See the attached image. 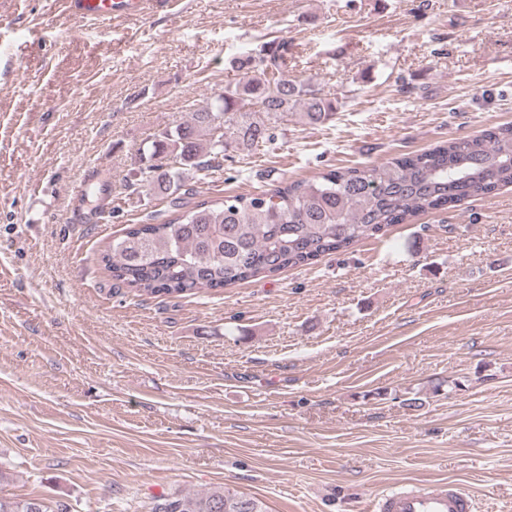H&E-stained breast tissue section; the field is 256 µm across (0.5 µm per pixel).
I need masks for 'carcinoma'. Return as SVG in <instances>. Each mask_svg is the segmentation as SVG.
Listing matches in <instances>:
<instances>
[{"mask_svg": "<svg viewBox=\"0 0 512 512\" xmlns=\"http://www.w3.org/2000/svg\"><path fill=\"white\" fill-rule=\"evenodd\" d=\"M242 75L189 119L165 127L140 151L149 165L140 186L170 199L171 215L134 224L99 257L113 280L136 297L185 298L259 275L313 264L395 224L512 185V124L478 136L452 138L379 165L333 169L314 179L282 181L256 195L179 201L183 174L220 171L229 149L250 152L274 140L276 125L297 118L323 126L336 103L311 81L288 78L275 52H245L231 61ZM0 512H56L39 498L0 497ZM151 512H266L254 497L216 489L168 492Z\"/></svg>", "mask_w": 512, "mask_h": 512, "instance_id": "1", "label": "carcinoma"}]
</instances>
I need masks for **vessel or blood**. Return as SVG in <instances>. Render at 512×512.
<instances>
[{"mask_svg":"<svg viewBox=\"0 0 512 512\" xmlns=\"http://www.w3.org/2000/svg\"><path fill=\"white\" fill-rule=\"evenodd\" d=\"M177 0H62L68 14L101 22L172 11ZM374 512H474V497L454 481L409 483L377 495Z\"/></svg>","mask_w":512,"mask_h":512,"instance_id":"obj_1","label":"vessel or blood"}]
</instances>
